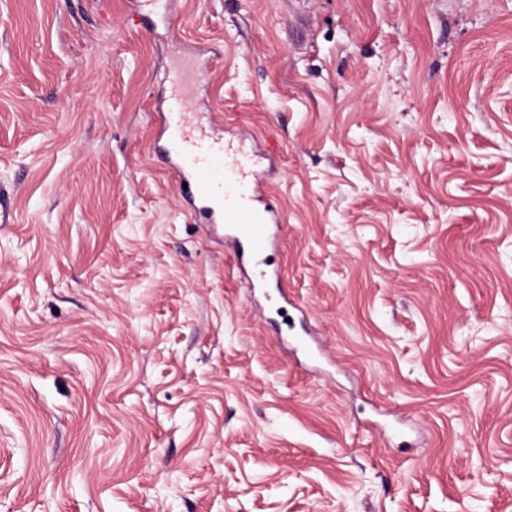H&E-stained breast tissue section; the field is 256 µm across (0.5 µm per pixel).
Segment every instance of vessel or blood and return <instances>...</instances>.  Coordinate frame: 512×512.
Returning <instances> with one entry per match:
<instances>
[{
    "instance_id": "obj_1",
    "label": "vessel or blood",
    "mask_w": 512,
    "mask_h": 512,
    "mask_svg": "<svg viewBox=\"0 0 512 512\" xmlns=\"http://www.w3.org/2000/svg\"><path fill=\"white\" fill-rule=\"evenodd\" d=\"M198 80V72L183 65L172 73L162 154L181 185L180 197L195 201L208 223L227 224L236 261L256 262L271 251V226L279 221L274 208L260 202L262 158L247 150L245 139L217 135L215 121L192 110L191 85Z\"/></svg>"
}]
</instances>
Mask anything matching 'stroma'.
I'll return each instance as SVG.
<instances>
[{
    "label": "stroma",
    "mask_w": 512,
    "mask_h": 512,
    "mask_svg": "<svg viewBox=\"0 0 512 512\" xmlns=\"http://www.w3.org/2000/svg\"><path fill=\"white\" fill-rule=\"evenodd\" d=\"M178 49L280 281L155 152ZM0 512H512V0H0Z\"/></svg>",
    "instance_id": "35a3bbf8"
}]
</instances>
